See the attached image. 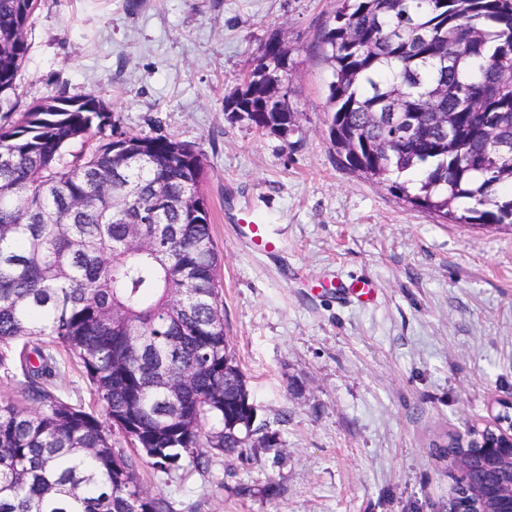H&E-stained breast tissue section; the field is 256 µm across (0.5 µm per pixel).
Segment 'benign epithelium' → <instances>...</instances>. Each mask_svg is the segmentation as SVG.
I'll return each mask as SVG.
<instances>
[{"label":"benign epithelium","mask_w":512,"mask_h":512,"mask_svg":"<svg viewBox=\"0 0 512 512\" xmlns=\"http://www.w3.org/2000/svg\"><path fill=\"white\" fill-rule=\"evenodd\" d=\"M468 440L448 441L456 481L448 512H512V400Z\"/></svg>","instance_id":"obj_1"}]
</instances>
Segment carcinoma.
Masks as SVG:
<instances>
[{
  "mask_svg": "<svg viewBox=\"0 0 512 512\" xmlns=\"http://www.w3.org/2000/svg\"><path fill=\"white\" fill-rule=\"evenodd\" d=\"M40 2L0 0V373L35 405L0 402V512H174L137 483L138 460L170 480L185 458L206 473L205 449L241 454L268 430L226 428L246 414L224 406L236 359L215 319L203 154L118 131L93 93L19 108ZM321 46L329 139L350 168L455 223L512 224V155L485 140L494 126L512 142V0H338ZM286 66L284 46L263 52L225 111L277 132ZM435 96L446 121L428 112ZM159 196L171 205L141 223ZM63 352L102 415L57 394Z\"/></svg>",
  "mask_w": 512,
  "mask_h": 512,
  "instance_id": "cac0c4a2",
  "label": "carcinoma"
}]
</instances>
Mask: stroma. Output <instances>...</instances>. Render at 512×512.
Wrapping results in <instances>:
<instances>
[{"instance_id": "35a3bbf8", "label": "stroma", "mask_w": 512, "mask_h": 512, "mask_svg": "<svg viewBox=\"0 0 512 512\" xmlns=\"http://www.w3.org/2000/svg\"><path fill=\"white\" fill-rule=\"evenodd\" d=\"M337 0H41L22 104L94 93L119 131L201 150L224 330L280 457L262 448L137 480L175 512H445L438 444L512 399V227L446 223L349 169L328 137L322 31ZM288 49L295 131L224 106L270 39ZM254 209L278 243L257 254ZM364 276L376 299L339 298ZM276 495H267V485Z\"/></svg>"}]
</instances>
